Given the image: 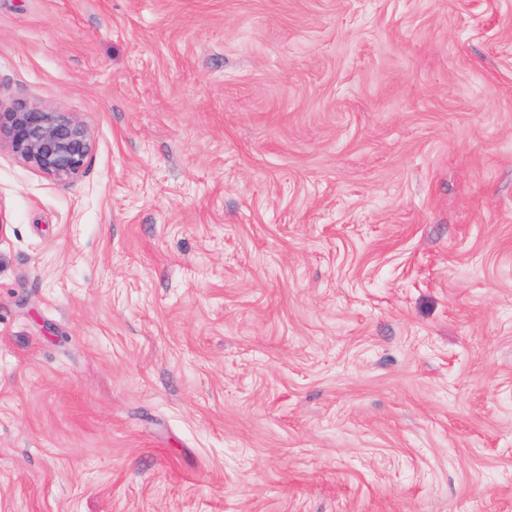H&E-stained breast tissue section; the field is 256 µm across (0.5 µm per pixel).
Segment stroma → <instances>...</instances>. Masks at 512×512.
<instances>
[{"label": "stroma", "mask_w": 512, "mask_h": 512, "mask_svg": "<svg viewBox=\"0 0 512 512\" xmlns=\"http://www.w3.org/2000/svg\"><path fill=\"white\" fill-rule=\"evenodd\" d=\"M0 512H512V0H0ZM24 163L59 181L81 172L94 140L91 130L70 112L38 104H0V146Z\"/></svg>", "instance_id": "stroma-1"}]
</instances>
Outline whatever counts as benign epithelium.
I'll return each instance as SVG.
<instances>
[{"label":"benign epithelium","mask_w":512,"mask_h":512,"mask_svg":"<svg viewBox=\"0 0 512 512\" xmlns=\"http://www.w3.org/2000/svg\"><path fill=\"white\" fill-rule=\"evenodd\" d=\"M24 163L59 181L81 172L94 140L91 130L70 112L38 104L0 105V144Z\"/></svg>","instance_id":"benign-epithelium-1"}]
</instances>
